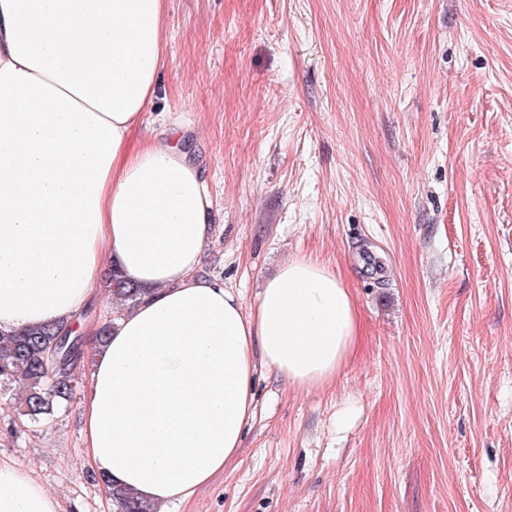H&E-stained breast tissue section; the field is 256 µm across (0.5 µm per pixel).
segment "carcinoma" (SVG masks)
I'll use <instances>...</instances> for the list:
<instances>
[{
  "label": "carcinoma",
  "instance_id": "carcinoma-1",
  "mask_svg": "<svg viewBox=\"0 0 512 512\" xmlns=\"http://www.w3.org/2000/svg\"><path fill=\"white\" fill-rule=\"evenodd\" d=\"M109 288L116 302L132 309L144 299L142 289L112 270ZM77 337L69 326L49 324L22 333L0 334V396L17 387L12 408L17 417L31 425L52 420L76 392V370L87 357L82 349L72 354L68 341ZM116 512H155L128 489L100 479Z\"/></svg>",
  "mask_w": 512,
  "mask_h": 512
}]
</instances>
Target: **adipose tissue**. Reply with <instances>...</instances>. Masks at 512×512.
Wrapping results in <instances>:
<instances>
[{
  "label": "adipose tissue",
  "mask_w": 512,
  "mask_h": 512,
  "mask_svg": "<svg viewBox=\"0 0 512 512\" xmlns=\"http://www.w3.org/2000/svg\"><path fill=\"white\" fill-rule=\"evenodd\" d=\"M167 0H0V332L76 325L118 269L146 297L92 342L81 404L86 467L166 512L237 454L255 369L301 391L354 357L352 293L288 260L252 312L200 275L212 201L181 126L136 152L157 93ZM0 512H59L0 462Z\"/></svg>",
  "instance_id": "obj_1"
}]
</instances>
